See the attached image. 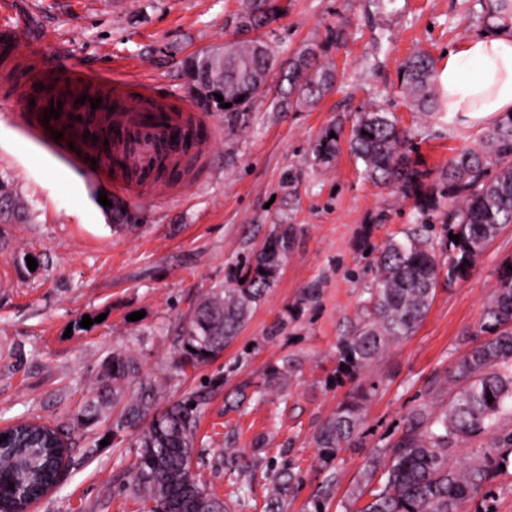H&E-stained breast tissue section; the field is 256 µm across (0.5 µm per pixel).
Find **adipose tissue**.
Masks as SVG:
<instances>
[{"mask_svg": "<svg viewBox=\"0 0 512 512\" xmlns=\"http://www.w3.org/2000/svg\"><path fill=\"white\" fill-rule=\"evenodd\" d=\"M437 82L444 111L464 125L512 112V36L485 33L449 48Z\"/></svg>", "mask_w": 512, "mask_h": 512, "instance_id": "ef3b65f1", "label": "adipose tissue"}]
</instances>
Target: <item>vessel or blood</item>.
I'll return each mask as SVG.
<instances>
[{"label": "vessel or blood", "instance_id": "vessel-or-blood-1", "mask_svg": "<svg viewBox=\"0 0 512 512\" xmlns=\"http://www.w3.org/2000/svg\"><path fill=\"white\" fill-rule=\"evenodd\" d=\"M54 94L62 103L59 118L44 119L43 104L27 105L20 114L23 127L37 135L62 132L63 142L74 146L69 158L76 166L91 176L107 167L129 197L149 185L167 194V186L154 183V171L207 153L210 126L192 102L173 104L157 99L148 86L135 92L111 76L70 70ZM94 99L100 102L95 109Z\"/></svg>", "mask_w": 512, "mask_h": 512}]
</instances>
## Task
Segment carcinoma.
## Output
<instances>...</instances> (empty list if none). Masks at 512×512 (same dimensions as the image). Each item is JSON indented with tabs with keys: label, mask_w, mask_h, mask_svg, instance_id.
I'll return each mask as SVG.
<instances>
[{
	"label": "carcinoma",
	"mask_w": 512,
	"mask_h": 512,
	"mask_svg": "<svg viewBox=\"0 0 512 512\" xmlns=\"http://www.w3.org/2000/svg\"><path fill=\"white\" fill-rule=\"evenodd\" d=\"M277 0H249L240 17L248 30L268 23L277 13ZM487 17L512 31V0H487ZM311 49L297 54L288 66L277 64L261 39L236 41L224 51L223 102L211 106L224 113L229 128H242L254 102L270 80L288 83V103L314 104L333 84L330 69L317 66ZM437 60L417 52L402 64V89L408 106L425 117H448L436 83ZM244 100H239V97ZM340 133L332 127L313 147L318 161L339 150ZM351 153L364 174L392 185L414 199L422 214L437 212L435 225L391 241L373 259L372 277L364 290L357 324L337 344L336 377L356 379L391 345L413 335L434 300L440 277L452 283L469 277L477 256L512 225V113L485 130L473 148L459 152L436 180L412 159V138L399 127L395 113L380 107L356 115L349 138ZM460 236L455 242L449 234ZM292 244L289 227L274 229L261 249L193 307L180 324L171 345L165 381L186 375V369L217 358L237 336L253 309L274 284L283 257ZM448 263L441 264V256ZM485 336L469 348L446 380L434 382L427 394L450 385L452 397L436 409L423 404L407 417L400 437L389 448L368 456L361 474L348 490L346 509L352 512H460L461 507L487 498L491 481L512 461V272L503 275L483 310ZM297 363L292 358L272 365L255 383L254 393L283 392ZM96 397L81 408L88 425L108 423L105 436L120 448L136 433V458L129 489L143 507L181 503L183 512H225L224 501L211 493L193 470L195 444L207 393L192 392L159 407V383L142 375L138 359L126 350L107 358L96 381ZM367 392L356 386L323 420L313 441L327 463L352 447L362 422ZM29 433L33 448H10L0 458V512L21 507L16 489L23 484L40 493L57 475L60 439L53 430L36 426ZM491 435L478 455L461 460L456 446ZM293 469L278 475L270 489L268 512H282L294 490ZM336 479L326 480L312 512H327Z\"/></svg>",
	"instance_id": "carcinoma-1"
}]
</instances>
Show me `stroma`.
<instances>
[{
    "label": "stroma",
    "instance_id": "35a3bbf8",
    "mask_svg": "<svg viewBox=\"0 0 512 512\" xmlns=\"http://www.w3.org/2000/svg\"><path fill=\"white\" fill-rule=\"evenodd\" d=\"M483 2L280 0L283 14L257 36L282 63L313 49L334 71V88L314 106L291 109L270 83L240 130L226 129L223 113H206L212 137L204 163L169 194L147 188L134 201L111 177L82 176L21 129L27 71L0 84V201L14 209L0 218V426L37 416L74 445L59 487L36 512H143L127 487L133 438L120 448L102 445L104 426H84L78 409L115 348L136 354L144 375L161 377L174 331L194 301L223 286L279 224L291 226L293 238L273 287L224 352L165 397L173 403L223 377L204 410L194 470L227 512H264L272 477L291 466L297 482L284 512H308L331 471L338 485L327 512H344L365 458L396 441L415 407L447 403L448 392L431 399L426 389L453 370L479 334L484 306L512 266V227L477 257L467 279L439 284L410 338L357 382L337 379V341L358 317L374 255L437 218L422 216L396 188L365 179L348 148L318 165L312 147L331 125L349 133L354 113L375 105L418 128L417 157L431 172L473 146L477 130L415 120L400 66L414 51L438 58L487 32ZM244 7V0H0V22L20 25L19 50L41 48L46 75L67 67L118 71L179 98L190 94L188 62L238 38ZM103 194L109 206L99 203ZM25 254L38 259L37 269L18 265ZM311 288L315 299L303 301ZM137 311L142 319L131 320ZM86 315L94 319L89 329L68 332ZM20 343L31 354L17 362L12 353ZM286 356L300 366L284 392L243 409L227 405L237 386L258 381ZM356 383L372 392L357 444L324 466L312 434ZM228 437L246 459L254 440H264L265 463L243 496L224 462Z\"/></svg>",
    "mask_w": 512,
    "mask_h": 512
}]
</instances>
